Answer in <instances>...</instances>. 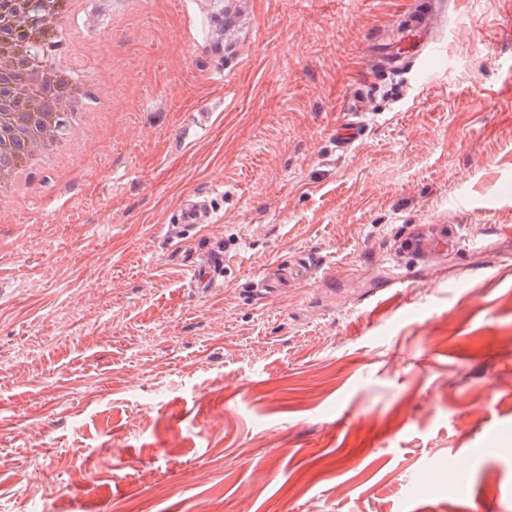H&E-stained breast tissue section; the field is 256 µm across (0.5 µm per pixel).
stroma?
Returning <instances> with one entry per match:
<instances>
[{"label": "stroma", "instance_id": "35a3bbf8", "mask_svg": "<svg viewBox=\"0 0 512 512\" xmlns=\"http://www.w3.org/2000/svg\"><path fill=\"white\" fill-rule=\"evenodd\" d=\"M416 4L242 0L219 58L209 0H85L97 116L0 216V512H512V0H451L446 70L368 92ZM192 193L211 223H175ZM185 246L225 255L209 294ZM352 117L344 121L336 132V142L340 149L347 150L363 135L362 121L356 116L357 111H353ZM355 115V116H353ZM457 246L454 234L433 237L431 240L413 239L409 244V250L416 256H424L440 252ZM307 277V268L301 263L279 265L259 278L253 291L266 299H274L282 290L306 281Z\"/></svg>", "mask_w": 512, "mask_h": 512}]
</instances>
